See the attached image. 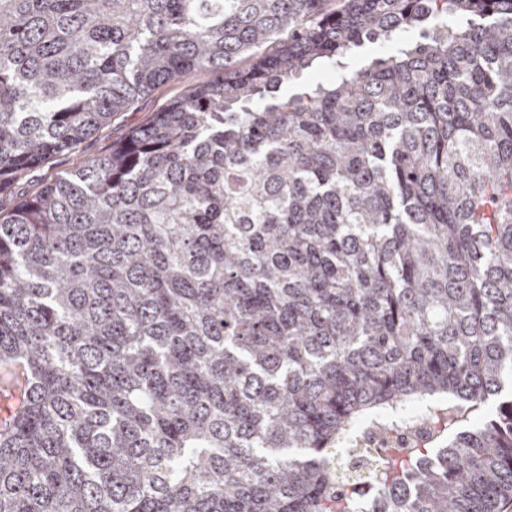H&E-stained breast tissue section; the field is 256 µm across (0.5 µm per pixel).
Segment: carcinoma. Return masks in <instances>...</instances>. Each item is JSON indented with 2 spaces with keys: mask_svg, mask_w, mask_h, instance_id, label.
Instances as JSON below:
<instances>
[{
  "mask_svg": "<svg viewBox=\"0 0 512 512\" xmlns=\"http://www.w3.org/2000/svg\"><path fill=\"white\" fill-rule=\"evenodd\" d=\"M325 2L0 0V186L216 74L0 215V512L512 500V0ZM426 412L424 407L404 411L389 435L382 431V419L364 423L350 441L344 463L354 470H363L366 464L364 455L372 459L378 456H400L406 460L415 458L418 451L432 447L435 434L443 432L448 426V420L439 414H434L430 425L423 424L420 417Z\"/></svg>",
  "mask_w": 512,
  "mask_h": 512,
  "instance_id": "obj_1",
  "label": "carcinoma"
}]
</instances>
